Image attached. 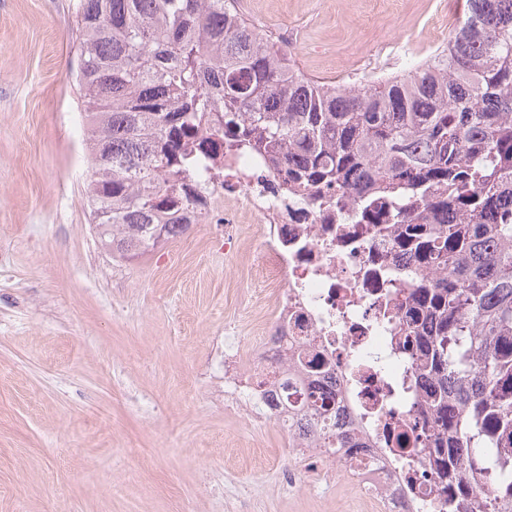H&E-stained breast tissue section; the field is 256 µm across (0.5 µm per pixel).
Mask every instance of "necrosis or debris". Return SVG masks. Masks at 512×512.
I'll return each mask as SVG.
<instances>
[{"label":"necrosis or debris","instance_id":"1","mask_svg":"<svg viewBox=\"0 0 512 512\" xmlns=\"http://www.w3.org/2000/svg\"><path fill=\"white\" fill-rule=\"evenodd\" d=\"M266 157L225 158L193 223L257 225L261 284L248 318L260 338L257 374L241 368L240 337L224 338V396L257 421H272L314 470H284L278 488L346 490L365 512H447V493L422 446L425 417L415 373L401 353L403 291L426 280L405 251L373 232L337 190L310 203L280 188ZM326 366L310 378L300 360ZM313 395L301 405L299 392ZM347 434L346 448L322 445V430Z\"/></svg>","mask_w":512,"mask_h":512}]
</instances>
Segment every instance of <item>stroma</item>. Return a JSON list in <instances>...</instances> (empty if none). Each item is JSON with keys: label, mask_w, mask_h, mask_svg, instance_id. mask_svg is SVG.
I'll list each match as a JSON object with an SVG mask.
<instances>
[{"label": "stroma", "mask_w": 512, "mask_h": 512, "mask_svg": "<svg viewBox=\"0 0 512 512\" xmlns=\"http://www.w3.org/2000/svg\"><path fill=\"white\" fill-rule=\"evenodd\" d=\"M80 0H0V512H336L276 491L301 468L224 407V325L253 308L254 227L195 224L133 260L102 246L84 186ZM465 0H235L326 82L375 47L429 56Z\"/></svg>", "instance_id": "35a3bbf8"}]
</instances>
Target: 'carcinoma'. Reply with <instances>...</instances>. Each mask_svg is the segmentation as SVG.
<instances>
[{
	"instance_id": "cac0c4a2",
	"label": "carcinoma",
	"mask_w": 512,
	"mask_h": 512,
	"mask_svg": "<svg viewBox=\"0 0 512 512\" xmlns=\"http://www.w3.org/2000/svg\"><path fill=\"white\" fill-rule=\"evenodd\" d=\"M77 32L112 254L146 253L156 224L186 233L226 152L268 156L292 193L378 204L432 275L400 311L423 339L429 455L460 467L472 512H512V0H466L446 45L368 83L308 76L229 0H84Z\"/></svg>"
}]
</instances>
